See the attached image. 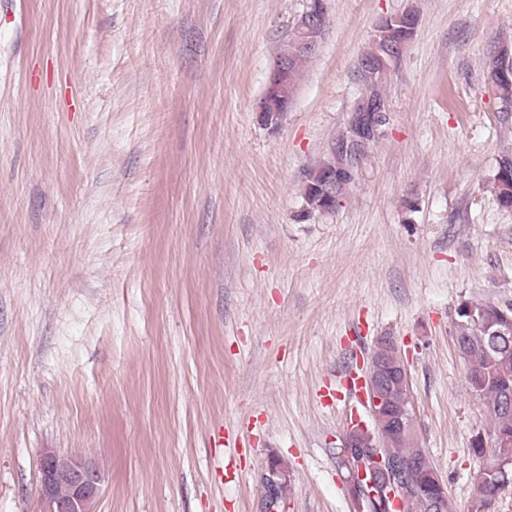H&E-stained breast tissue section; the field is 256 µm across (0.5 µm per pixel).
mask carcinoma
I'll list each match as a JSON object with an SVG mask.
<instances>
[{
  "label": "carcinoma",
  "mask_w": 512,
  "mask_h": 512,
  "mask_svg": "<svg viewBox=\"0 0 512 512\" xmlns=\"http://www.w3.org/2000/svg\"><path fill=\"white\" fill-rule=\"evenodd\" d=\"M411 37L412 32L407 29L406 22L392 23L374 34L370 50L361 58V62L373 64V70L365 69L363 74L370 82V92L380 103L383 98L377 90V83L394 64L388 58L389 50ZM314 55L313 51H299L292 34L280 46L275 61L288 64V97L283 100L266 94L262 97L263 107L276 126H282L286 119L284 109L293 102L301 68ZM490 76L498 97L505 103H511L512 55L507 49H502L492 60ZM352 134L353 127L350 126L346 133L335 139L326 158L310 174L303 193V206L297 214L299 220L335 212L354 182L355 176L341 169L342 156L336 151V146L348 142ZM328 172L336 175L334 198L330 203L317 190ZM493 188L498 203L504 208H512V157L501 159L493 177ZM454 326L457 342L463 345L468 355L469 389L492 421L488 433L479 431L473 436L470 452L475 457L483 454L485 441L505 439L509 442V447L496 449L498 454L507 456L504 471L486 475L482 494L470 503L469 512H489L505 487H512V404L508 401V395H512V306L464 301L455 309ZM405 404V396L394 395L388 409L375 413L376 425L368 430L355 429L352 439L357 445L342 448L338 453L339 465L353 482L349 493L355 512H397L389 495L392 487L381 483L371 486L358 477L359 469L369 473L378 467L373 457L379 454L395 465V480L408 496L407 512H455L445 488L433 479L436 469L427 457V450L420 447L415 438H407L402 433V427L409 426L408 419L400 411ZM268 472L278 475V484L272 488L269 503L275 512H283L286 475L276 462L271 463Z\"/></svg>",
  "instance_id": "1"
}]
</instances>
